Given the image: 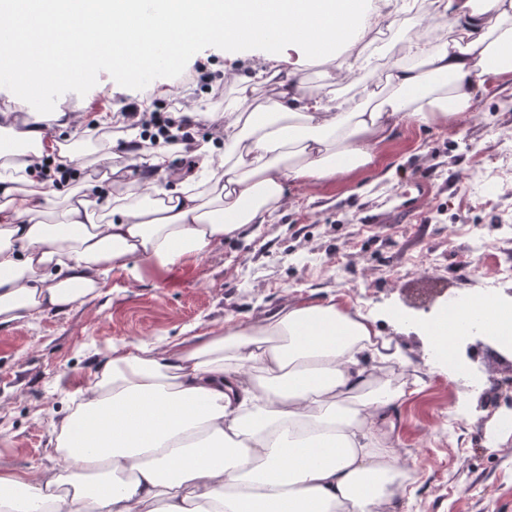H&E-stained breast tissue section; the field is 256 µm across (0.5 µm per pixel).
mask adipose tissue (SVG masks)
Wrapping results in <instances>:
<instances>
[{
  "mask_svg": "<svg viewBox=\"0 0 512 512\" xmlns=\"http://www.w3.org/2000/svg\"><path fill=\"white\" fill-rule=\"evenodd\" d=\"M416 3L385 0L369 13L362 0H0V27L15 32L0 42V71L33 42L41 64L27 80L62 64L85 80L158 43L239 41L221 26L240 17L314 55L352 31H392ZM421 20L441 36H410L389 68L390 94L372 105L306 92L277 56L263 71L275 96L244 112L255 87L227 73L235 101L223 149L196 151L208 175L200 191L170 147L137 159L145 176L130 193L37 181L43 161L79 163L44 122L76 131L84 115L25 116L15 97L0 102V326L85 304L115 271L191 264L270 223L289 187L368 167L405 122L460 115L488 76L512 72V0H429ZM49 214L56 223H44ZM409 365L372 317L334 297L291 300L219 333L123 345L68 394L46 465L0 469V512H396L412 476L380 425L417 391L418 379L389 378Z\"/></svg>",
  "mask_w": 512,
  "mask_h": 512,
  "instance_id": "ef3b65f1",
  "label": "adipose tissue"
}]
</instances>
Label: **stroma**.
<instances>
[{
  "instance_id": "35a3bbf8",
  "label": "stroma",
  "mask_w": 512,
  "mask_h": 512,
  "mask_svg": "<svg viewBox=\"0 0 512 512\" xmlns=\"http://www.w3.org/2000/svg\"><path fill=\"white\" fill-rule=\"evenodd\" d=\"M289 56L311 92L324 90L326 63L287 45L217 43L202 47L157 77L176 82L194 62L206 71L254 77L269 55ZM140 75L103 68L83 82L59 85L55 108L75 105L95 120L105 110L140 101ZM183 94L202 106L193 133L222 139L216 122L234 93L212 100L203 85ZM69 138L82 153L83 178L101 175L98 158L111 153L115 177L130 189L139 173L109 129ZM371 167L321 187L293 190L294 202L274 223L216 243L187 267L142 266L141 279L110 276L101 293L69 313L44 314L0 329V467L34 470L44 462L53 423L65 413V395L112 348L144 338L174 342L223 330L227 321L264 319L290 298L344 295L369 313L381 335L406 350L420 390L391 414V435L416 481L409 512H512V433L500 436L491 406L460 371L431 356L424 327L434 313L414 312L405 323L404 300L428 301L440 289L469 297L512 291V73L492 78L468 112L439 129L406 124L393 141L377 145ZM485 166L498 181L483 198L472 176ZM489 242L480 252V242ZM495 447H488L491 435Z\"/></svg>"
}]
</instances>
